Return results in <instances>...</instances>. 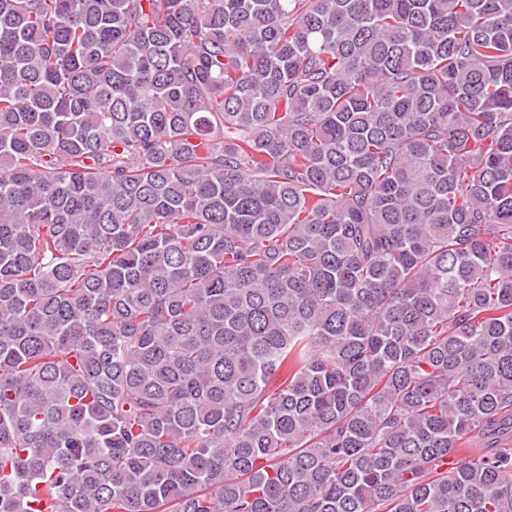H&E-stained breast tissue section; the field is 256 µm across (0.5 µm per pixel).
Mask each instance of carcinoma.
I'll use <instances>...</instances> for the list:
<instances>
[{
    "label": "carcinoma",
    "instance_id": "carcinoma-1",
    "mask_svg": "<svg viewBox=\"0 0 512 512\" xmlns=\"http://www.w3.org/2000/svg\"><path fill=\"white\" fill-rule=\"evenodd\" d=\"M0 512H512V0H0Z\"/></svg>",
    "mask_w": 512,
    "mask_h": 512
}]
</instances>
